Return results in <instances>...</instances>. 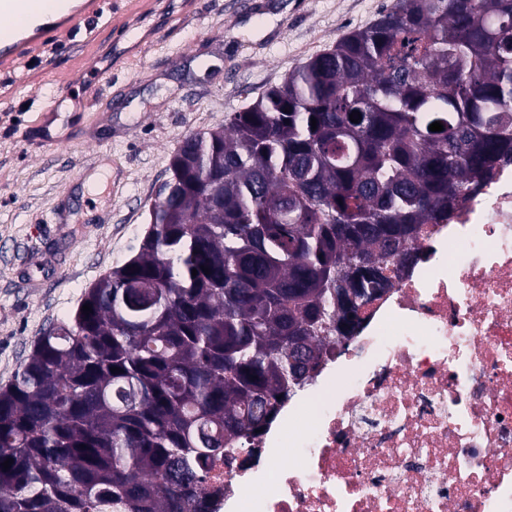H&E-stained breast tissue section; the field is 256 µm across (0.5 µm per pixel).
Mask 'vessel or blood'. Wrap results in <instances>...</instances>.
<instances>
[{"mask_svg":"<svg viewBox=\"0 0 512 512\" xmlns=\"http://www.w3.org/2000/svg\"><path fill=\"white\" fill-rule=\"evenodd\" d=\"M100 12L99 0H0V68L58 33L87 28Z\"/></svg>","mask_w":512,"mask_h":512,"instance_id":"1","label":"vessel or blood"}]
</instances>
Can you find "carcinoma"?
<instances>
[{
    "mask_svg": "<svg viewBox=\"0 0 512 512\" xmlns=\"http://www.w3.org/2000/svg\"><path fill=\"white\" fill-rule=\"evenodd\" d=\"M240 94L174 151L93 313L44 328L0 389V512H206L217 461L354 329L336 290L388 286L424 225L512 163V0H394Z\"/></svg>",
    "mask_w": 512,
    "mask_h": 512,
    "instance_id": "cac0c4a2",
    "label": "carcinoma"
}]
</instances>
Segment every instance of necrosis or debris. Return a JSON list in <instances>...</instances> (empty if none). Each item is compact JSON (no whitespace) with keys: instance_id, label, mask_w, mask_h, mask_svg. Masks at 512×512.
Here are the masks:
<instances>
[{"instance_id":"necrosis-or-debris-1","label":"necrosis or debris","mask_w":512,"mask_h":512,"mask_svg":"<svg viewBox=\"0 0 512 512\" xmlns=\"http://www.w3.org/2000/svg\"><path fill=\"white\" fill-rule=\"evenodd\" d=\"M209 512H512V166L418 241Z\"/></svg>"}]
</instances>
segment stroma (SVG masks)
<instances>
[{
	"instance_id": "35a3bbf8",
	"label": "stroma",
	"mask_w": 512,
	"mask_h": 512,
	"mask_svg": "<svg viewBox=\"0 0 512 512\" xmlns=\"http://www.w3.org/2000/svg\"><path fill=\"white\" fill-rule=\"evenodd\" d=\"M392 2L120 0L96 37L18 59L0 77V387L43 328L136 254L183 138ZM61 87L60 112H43Z\"/></svg>"
}]
</instances>
